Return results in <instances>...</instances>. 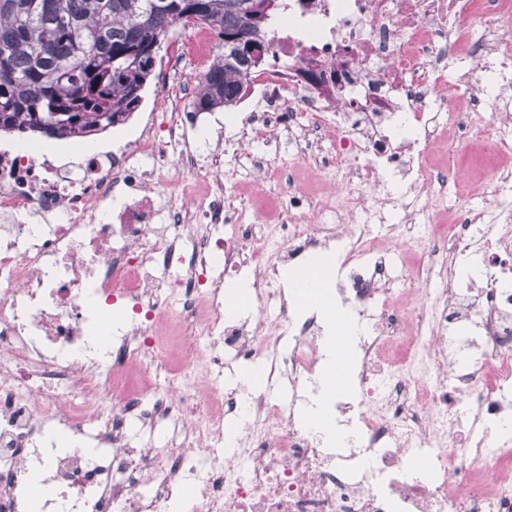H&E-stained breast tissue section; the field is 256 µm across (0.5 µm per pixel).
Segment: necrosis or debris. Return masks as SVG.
<instances>
[{
  "label": "necrosis or debris",
  "mask_w": 512,
  "mask_h": 512,
  "mask_svg": "<svg viewBox=\"0 0 512 512\" xmlns=\"http://www.w3.org/2000/svg\"><path fill=\"white\" fill-rule=\"evenodd\" d=\"M286 2L226 116L244 167L190 138L206 27L120 150L0 146V512H512V0ZM473 142L489 174L451 198L433 155ZM333 244L365 326L339 443L310 420L324 327L279 282ZM245 361L258 381L226 383Z\"/></svg>",
  "instance_id": "4bbe7bcc"
}]
</instances>
